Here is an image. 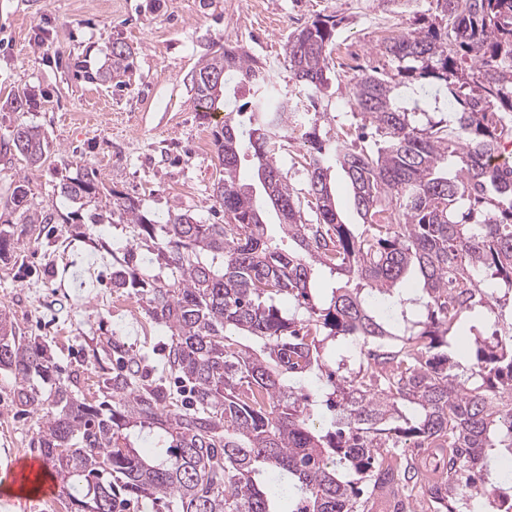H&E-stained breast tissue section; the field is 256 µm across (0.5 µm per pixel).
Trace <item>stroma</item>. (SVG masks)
Wrapping results in <instances>:
<instances>
[{
	"instance_id": "obj_1",
	"label": "stroma",
	"mask_w": 512,
	"mask_h": 512,
	"mask_svg": "<svg viewBox=\"0 0 512 512\" xmlns=\"http://www.w3.org/2000/svg\"><path fill=\"white\" fill-rule=\"evenodd\" d=\"M336 17L329 86L316 101L298 92L285 54L289 34L320 16ZM445 18L433 0H0V229L11 231L12 256L0 260V310L18 335L46 342L64 368L79 367V395L107 403L100 375L107 359H93L99 338L117 336L143 360L152 378L175 379L165 364L171 332L148 315L145 296L113 288L112 268L135 242L125 224H94V203L77 205L60 194L63 179L90 172L101 191L138 197L158 222L189 213L206 223L222 221L213 198L220 177L213 133L220 115L249 112L243 90L217 100V117L198 112L192 76L214 44L247 51L288 98L290 131L277 159L294 189L306 186L302 133L315 112L327 113L322 131L361 124L347 102L346 86L371 69L396 74L398 63L378 50L384 28L406 33ZM134 50L129 72L109 82H88L85 70L107 67L113 43ZM37 102L12 111L9 94ZM37 127L47 148L39 163L9 149L19 123ZM25 186L32 209L57 207L80 225L29 224L9 207ZM103 241L94 249L90 240ZM15 379L0 370V512H71L57 478L50 497L20 495L18 462L42 465L35 444L41 415L14 401Z\"/></svg>"
}]
</instances>
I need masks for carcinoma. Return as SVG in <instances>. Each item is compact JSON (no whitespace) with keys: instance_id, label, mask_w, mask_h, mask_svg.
<instances>
[{"instance_id":"obj_1","label":"carcinoma","mask_w":512,"mask_h":512,"mask_svg":"<svg viewBox=\"0 0 512 512\" xmlns=\"http://www.w3.org/2000/svg\"><path fill=\"white\" fill-rule=\"evenodd\" d=\"M434 2L445 30L420 27L380 46L412 62L402 80L377 71L348 84L350 106L380 139L353 147L343 131L322 137L313 120L307 202L276 160L288 102L257 83L263 69L251 56L221 44L192 78L198 111H213L231 84L254 98L248 123L230 114L214 136L224 223L178 213L161 224L117 190L92 215L133 225L148 262L170 270L148 276L130 256L112 269V287L146 297L172 332L167 363L187 402L143 379L110 336L97 343L117 366L102 378L114 402L105 414L74 395L79 370L60 377L47 346L17 335L0 311V369L18 380L19 403L42 412L38 448L77 512H126L139 498L173 499L177 512H372L378 499L388 512L417 486L429 512H512V482L488 469L492 456L512 461V163L501 161L512 144V0ZM337 26L319 17L288 36L310 99L328 86ZM132 64V47L116 42L110 68L86 78ZM11 146L37 163L45 139L21 123ZM247 159L258 189L241 182ZM336 168L359 224L336 209ZM60 194L92 200L99 189L87 176ZM268 206L294 248L268 234ZM11 209L29 224L60 218L31 209L21 185ZM321 271L338 279L327 296ZM482 309L501 330L477 329ZM33 375L54 390L34 392ZM320 403L331 417L317 424ZM144 435L148 456L136 449Z\"/></svg>"}]
</instances>
